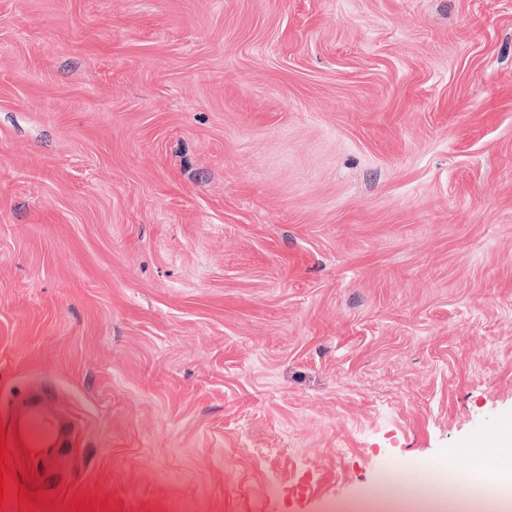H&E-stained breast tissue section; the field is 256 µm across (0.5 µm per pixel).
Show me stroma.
<instances>
[{
    "label": "stroma",
    "instance_id": "stroma-1",
    "mask_svg": "<svg viewBox=\"0 0 512 512\" xmlns=\"http://www.w3.org/2000/svg\"><path fill=\"white\" fill-rule=\"evenodd\" d=\"M38 385L48 512H448L512 417V0H0V424ZM57 403L54 390L32 388L10 406L11 449L27 460L34 475L54 471V464L69 450V434L78 427L75 418L58 411Z\"/></svg>",
    "mask_w": 512,
    "mask_h": 512
}]
</instances>
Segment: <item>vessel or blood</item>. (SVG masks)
Returning <instances> with one entry per match:
<instances>
[{
  "mask_svg": "<svg viewBox=\"0 0 512 512\" xmlns=\"http://www.w3.org/2000/svg\"><path fill=\"white\" fill-rule=\"evenodd\" d=\"M51 389H29L15 397L10 406V442L15 455L25 456L35 475L53 470L64 457L68 437L78 422L57 409Z\"/></svg>",
  "mask_w": 512,
  "mask_h": 512,
  "instance_id": "obj_1",
  "label": "vessel or blood"
}]
</instances>
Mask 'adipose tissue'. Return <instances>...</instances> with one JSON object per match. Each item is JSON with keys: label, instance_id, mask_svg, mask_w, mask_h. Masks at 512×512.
<instances>
[{"label": "adipose tissue", "instance_id": "1", "mask_svg": "<svg viewBox=\"0 0 512 512\" xmlns=\"http://www.w3.org/2000/svg\"><path fill=\"white\" fill-rule=\"evenodd\" d=\"M467 470L483 476L487 485L505 490L512 486V420H507L484 438L461 448Z\"/></svg>", "mask_w": 512, "mask_h": 512}]
</instances>
